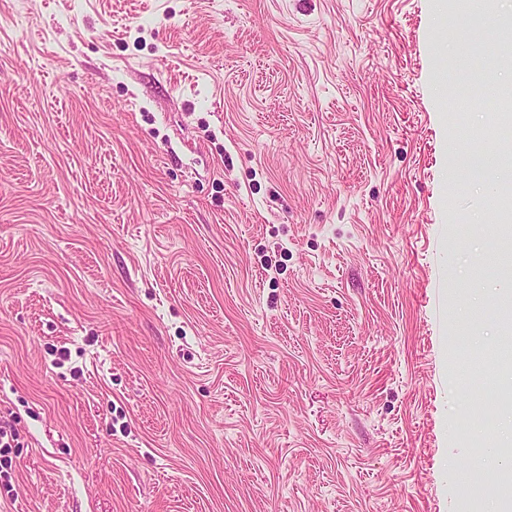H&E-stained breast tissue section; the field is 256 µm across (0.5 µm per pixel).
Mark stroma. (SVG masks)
I'll return each instance as SVG.
<instances>
[{
  "instance_id": "35a3bbf8",
  "label": "stroma",
  "mask_w": 512,
  "mask_h": 512,
  "mask_svg": "<svg viewBox=\"0 0 512 512\" xmlns=\"http://www.w3.org/2000/svg\"><path fill=\"white\" fill-rule=\"evenodd\" d=\"M510 10L0 0V512L511 502ZM476 179H495L503 186H512V160L495 159V163L489 167L479 166L473 171Z\"/></svg>"
}]
</instances>
